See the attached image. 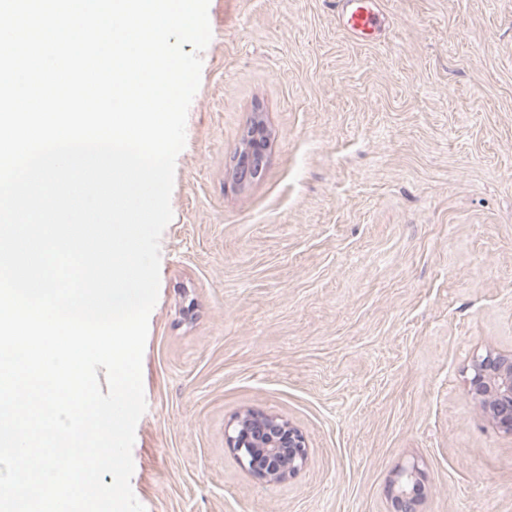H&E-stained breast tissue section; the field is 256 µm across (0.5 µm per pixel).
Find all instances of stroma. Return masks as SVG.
I'll list each match as a JSON object with an SVG mask.
<instances>
[{"label": "stroma", "mask_w": 512, "mask_h": 512, "mask_svg": "<svg viewBox=\"0 0 512 512\" xmlns=\"http://www.w3.org/2000/svg\"><path fill=\"white\" fill-rule=\"evenodd\" d=\"M209 0L175 164L131 487L145 512H512V436L470 365L512 351V0ZM261 114L265 176L229 174ZM289 420L309 461L270 484L224 432ZM342 27L355 36L371 37L382 28L377 0H336ZM424 495L422 472L417 464L400 467L389 483L388 498L391 512H416Z\"/></svg>", "instance_id": "obj_1"}]
</instances>
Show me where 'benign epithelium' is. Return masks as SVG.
Wrapping results in <instances>:
<instances>
[{
    "instance_id": "7a95c632",
    "label": "benign epithelium",
    "mask_w": 512,
    "mask_h": 512,
    "mask_svg": "<svg viewBox=\"0 0 512 512\" xmlns=\"http://www.w3.org/2000/svg\"><path fill=\"white\" fill-rule=\"evenodd\" d=\"M272 142L261 116L246 127L233 158L230 175L241 188L265 174ZM469 392L484 417L512 436V354L487 351L474 358ZM225 443L239 463L262 481L278 483L295 476L306 465L305 436L288 420L273 414L246 410L225 430ZM424 495L417 464L396 470L389 483L391 512H416Z\"/></svg>"
}]
</instances>
